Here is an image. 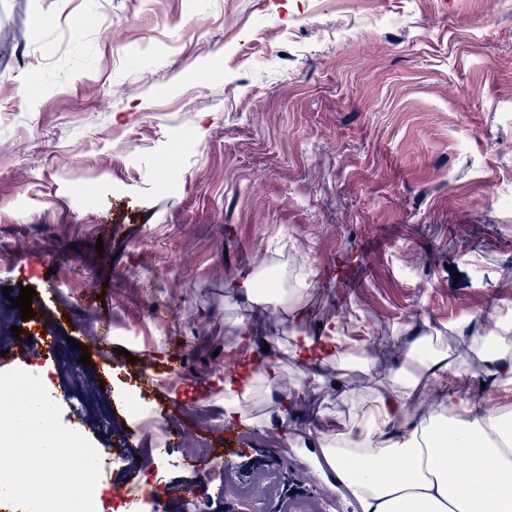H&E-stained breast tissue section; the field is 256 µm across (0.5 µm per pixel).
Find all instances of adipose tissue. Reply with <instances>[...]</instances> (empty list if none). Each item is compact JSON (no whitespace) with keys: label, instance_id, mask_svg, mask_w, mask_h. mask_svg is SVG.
Returning a JSON list of instances; mask_svg holds the SVG:
<instances>
[{"label":"adipose tissue","instance_id":"obj_1","mask_svg":"<svg viewBox=\"0 0 512 512\" xmlns=\"http://www.w3.org/2000/svg\"><path fill=\"white\" fill-rule=\"evenodd\" d=\"M227 287L254 315L280 306L287 338L254 369L257 339L239 336L240 368L224 374L225 417L254 422L247 404L262 387L274 393L279 422L287 424L303 387L283 385L284 368L301 378L353 364L368 368V355L344 343L339 322L313 336L305 331L304 289L266 294L248 271ZM487 318L493 331L486 336L474 334L468 322L454 325L473 368H458L432 334L417 329L389 384L367 399L347 397V412L318 429L314 472L321 482L342 486L357 512H512V319L494 310ZM474 379L491 394L473 396Z\"/></svg>","mask_w":512,"mask_h":512}]
</instances>
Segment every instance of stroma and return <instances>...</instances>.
Returning <instances> with one entry per match:
<instances>
[{"label": "stroma", "instance_id": "obj_1", "mask_svg": "<svg viewBox=\"0 0 512 512\" xmlns=\"http://www.w3.org/2000/svg\"><path fill=\"white\" fill-rule=\"evenodd\" d=\"M272 263L308 284L310 330L339 321L374 359L309 381L300 411L388 383L426 321L470 365L455 323L512 316V0H0V289L33 288L64 330L49 395L96 448H169L164 352L208 386L169 512H224L214 480L262 512H354L263 391L247 442L181 465L227 424L228 279ZM106 319L114 355L79 364ZM138 349L159 354L152 420L128 427L95 404L119 405Z\"/></svg>", "mask_w": 512, "mask_h": 512}]
</instances>
